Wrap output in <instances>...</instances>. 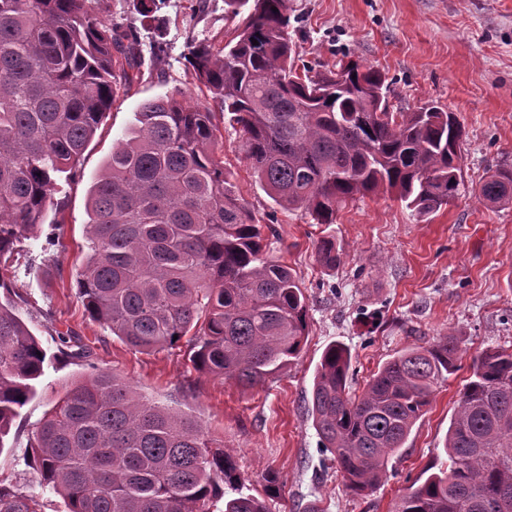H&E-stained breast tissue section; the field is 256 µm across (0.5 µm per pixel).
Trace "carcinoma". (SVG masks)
<instances>
[{
	"label": "carcinoma",
	"mask_w": 512,
	"mask_h": 512,
	"mask_svg": "<svg viewBox=\"0 0 512 512\" xmlns=\"http://www.w3.org/2000/svg\"><path fill=\"white\" fill-rule=\"evenodd\" d=\"M247 12L223 47L188 46L195 78L218 99L247 165L273 202L334 224L358 196L394 193L417 218L456 197L465 129L427 104L393 112L385 75L356 60L299 73L292 0H224ZM257 43H252V40ZM140 62L137 36L109 24L95 0H0V263L43 223L61 180L80 161ZM88 190V253L76 274L90 319L144 352L186 341L194 370L252 388L296 361L308 299L295 272L267 256L268 225L242 198L218 155L213 113L175 95L142 102ZM478 198L512 202V168ZM318 262H339L319 240ZM61 356L71 331L56 332ZM352 356L330 342L317 365L311 416L346 491L364 496L386 477L434 388L460 370L448 336L403 349L352 391ZM51 357L0 302V450L36 395ZM40 482L67 512H266L242 493L235 455L194 420L143 399L128 381L94 370L59 397L30 441ZM445 458L394 512H498L512 496V351L472 358L444 440ZM34 495L0 483V512H42Z\"/></svg>",
	"instance_id": "obj_1"
}]
</instances>
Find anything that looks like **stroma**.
I'll return each mask as SVG.
<instances>
[{
	"instance_id": "stroma-1",
	"label": "stroma",
	"mask_w": 512,
	"mask_h": 512,
	"mask_svg": "<svg viewBox=\"0 0 512 512\" xmlns=\"http://www.w3.org/2000/svg\"><path fill=\"white\" fill-rule=\"evenodd\" d=\"M97 14L136 34L142 45L162 43L160 57L131 70L84 153L78 174L58 193L36 238L23 241L20 269L0 300L19 293L17 314L48 353L56 332L70 330L89 359L49 364L36 396L13 424L0 450V479L36 495L43 512H66L63 498L43 488L26 460L30 437L65 388L98 367L130 381L148 400L198 421L233 449L244 493L264 499L267 512H392L399 495L441 455L448 425L470 375L471 359L486 348L512 350V205L491 208L478 199L487 173L512 167V0H293L289 32L300 63L317 70L356 60L380 69L393 108L435 104L464 125L460 186L446 208L419 221L395 195L349 202L332 224L314 223L306 210L286 211L248 168L232 128L224 130V166L240 194L269 224L268 249L299 277L309 303V337L298 359L264 384L244 389L195 371L188 346L142 352L93 322L83 311L75 272L87 252L86 201L113 143L144 100L182 91L191 105L219 112L185 60L187 46H224L239 21L224 0H162L142 17L135 0H98ZM63 243L47 246L53 225ZM336 241L340 262L322 266L320 238ZM451 336L460 370L437 387L386 482L350 495L319 448L309 401L325 346L351 350L354 390L395 352ZM279 493L268 494L267 475Z\"/></svg>"
}]
</instances>
